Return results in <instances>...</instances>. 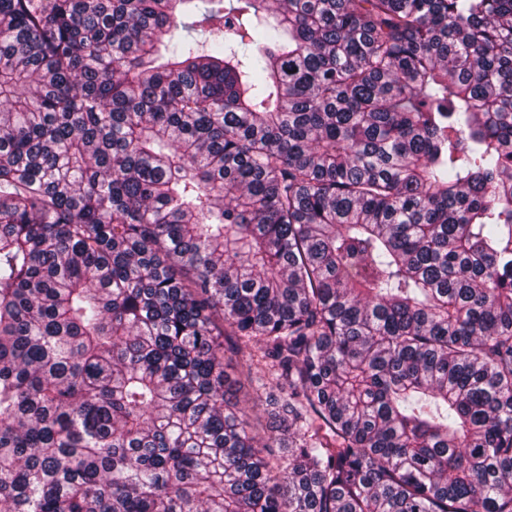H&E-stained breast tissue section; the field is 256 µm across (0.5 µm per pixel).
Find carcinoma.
<instances>
[{
  "instance_id": "cac0c4a2",
  "label": "carcinoma",
  "mask_w": 512,
  "mask_h": 512,
  "mask_svg": "<svg viewBox=\"0 0 512 512\" xmlns=\"http://www.w3.org/2000/svg\"><path fill=\"white\" fill-rule=\"evenodd\" d=\"M0 512H512V0H0ZM261 393L262 389H258L257 385H255L253 389H249L246 396H244V393H240L239 398L241 400L240 407L245 410L250 423L255 424V426L262 425L264 427L267 422V415L257 401V395Z\"/></svg>"
}]
</instances>
